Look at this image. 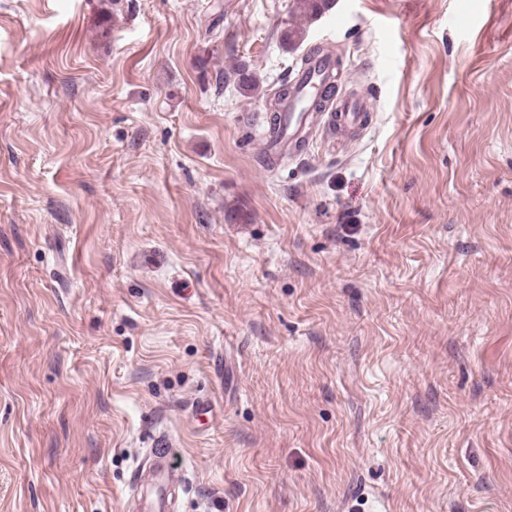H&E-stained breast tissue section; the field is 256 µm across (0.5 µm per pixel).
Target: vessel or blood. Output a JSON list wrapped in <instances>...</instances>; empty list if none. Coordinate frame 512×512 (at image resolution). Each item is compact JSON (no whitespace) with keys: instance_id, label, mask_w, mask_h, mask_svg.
<instances>
[{"instance_id":"b4317fda","label":"vessel or blood","mask_w":512,"mask_h":512,"mask_svg":"<svg viewBox=\"0 0 512 512\" xmlns=\"http://www.w3.org/2000/svg\"><path fill=\"white\" fill-rule=\"evenodd\" d=\"M331 75V63L322 60L312 63L310 69L300 73L294 81V93L282 107L283 133L269 144L273 153L286 157L301 150L315 118L310 104L330 84ZM365 111L362 101L345 98L328 112L327 118L340 127H355L362 124ZM169 454L167 441L157 439L145 463L137 466L134 485L138 490V512H171L173 493L184 487L185 479L183 471L170 465Z\"/></svg>"}]
</instances>
